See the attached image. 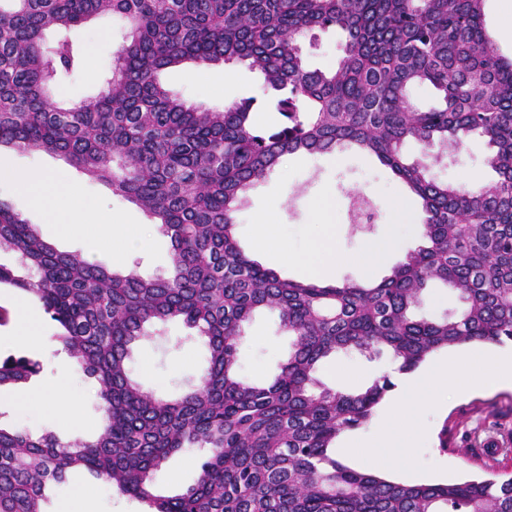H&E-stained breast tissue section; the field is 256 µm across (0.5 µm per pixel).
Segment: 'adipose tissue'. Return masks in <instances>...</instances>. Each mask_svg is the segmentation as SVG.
<instances>
[{
  "label": "adipose tissue",
  "mask_w": 512,
  "mask_h": 512,
  "mask_svg": "<svg viewBox=\"0 0 512 512\" xmlns=\"http://www.w3.org/2000/svg\"><path fill=\"white\" fill-rule=\"evenodd\" d=\"M11 176L17 186L25 191L33 206L44 214H52L58 195L70 198V213L73 226L84 232L99 236L112 250L116 261H124L133 252L147 247V240L126 236V226L120 216L101 215L92 210L81 196L74 193L71 184L56 181L41 171L6 173L0 169V176ZM397 385L387 420L381 431L382 440H396L398 458L409 457L414 448L413 429L421 404L429 392L454 388L458 394L466 395L477 389L512 388V356L488 355L478 349L469 353L467 359H449L436 364L421 373L392 372ZM59 384L42 388L26 389L16 395V402L25 406H38L48 400H55L62 422L70 429L83 426L84 420L79 409L60 398ZM398 458L378 455L374 465L384 472L398 470Z\"/></svg>",
  "instance_id": "ef3b65f1"
}]
</instances>
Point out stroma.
<instances>
[{
  "label": "stroma",
  "instance_id": "obj_1",
  "mask_svg": "<svg viewBox=\"0 0 512 512\" xmlns=\"http://www.w3.org/2000/svg\"><path fill=\"white\" fill-rule=\"evenodd\" d=\"M123 25L110 15H101L71 31L70 37L80 48L83 62L79 70L66 77L55 88L57 98L85 101L102 88L112 72L114 55L122 43ZM343 35L336 29L316 30L299 37L298 43L309 67L332 68L341 54ZM164 86L187 103L208 108H222L223 83H231L235 98L259 96L262 76L243 64L227 67L187 63L162 76ZM487 146L482 138H470L458 150L437 152L422 148L413 141L406 142L403 154L407 160L430 164L441 180L464 183L467 176L477 173L491 180L493 173L484 165ZM14 168L57 171L73 185L81 196L90 200L94 209L121 214L127 231L136 234L151 225L152 220L134 203L113 195L106 185L90 180L75 168L64 165L52 154L39 150L0 149V164ZM368 195L377 210L374 224L356 226L349 219L350 192ZM399 198L405 203L409 223H396L389 203ZM0 201L15 213L35 225L41 237L57 250L82 252L91 262L113 267L110 251L103 244L75 232L65 234L70 215L56 209L46 216L33 209L14 186L0 181ZM331 202L328 222L316 219L315 212L324 202ZM266 218L264 229H257L259 218ZM424 212L420 201L410 195L392 172L365 151L344 147L324 154H289L282 157L278 167L266 179L251 187L236 213V235L240 246L250 258L274 269L282 277L307 280L310 267L304 258L313 254L315 244L325 237L328 224L336 226V254L340 259L333 281L362 280L389 274L391 267L422 241ZM264 232L267 252L255 250L257 232ZM386 248L383 263L365 268L360 258L369 244ZM172 247L167 236L154 232L149 248L135 251L126 261L127 268L149 278L166 272L171 265ZM43 342L22 347L10 337V326L0 327V358L25 356L39 361L42 371L32 377L30 386L51 383L66 363L67 357L56 339L59 328L49 315H42ZM186 328L178 322L164 327L163 338L149 336L133 349L129 360L132 377L155 395L174 397L196 384L207 366V349L200 340H187ZM292 338L282 330L276 313H256L244 326V339L239 347L238 364L241 376L251 382L266 383L280 371L288 358ZM394 361L389 353L367 359L356 353H341L325 360L317 371L327 386L350 391L369 384L389 373ZM99 382L82 369H75L65 398L75 404L88 423L97 422L101 415L98 397ZM13 391L0 393V422L41 435L53 432L69 440L65 429L52 409L19 410L13 402ZM415 441L417 448L409 463L411 472L398 474L405 483L430 482L433 469H441L443 481L465 480L474 477L491 478L512 472V390L478 391L462 396L455 390L441 393L436 404L426 406L420 417ZM496 449L495 461L483 467L486 449ZM203 452L193 448L177 453L157 475L158 484L175 489L193 482ZM83 491L91 500L93 512H147L137 499L121 494L112 485L93 478L84 471L75 472L67 483L53 486L45 512H64L73 503L76 491Z\"/></svg>",
  "mask_w": 512,
  "mask_h": 512
}]
</instances>
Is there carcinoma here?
Wrapping results in <instances>:
<instances>
[{
	"mask_svg": "<svg viewBox=\"0 0 512 512\" xmlns=\"http://www.w3.org/2000/svg\"><path fill=\"white\" fill-rule=\"evenodd\" d=\"M485 0H0V148L55 154L139 205L170 238L172 269L143 278L60 252L0 202V287L31 294L62 328L58 342L98 379L105 425L91 440L38 438L0 426V512H42L46 489L83 469L150 512H512V477L403 483L336 457L343 432L370 418L389 375L348 392L324 387L333 353L383 350L412 372L431 353L512 341V59L486 34ZM100 14L127 27L112 75L92 99L51 95L77 62L68 31ZM345 36L336 68L305 67L298 36ZM59 35L52 41L49 31ZM186 61L261 72L257 99L222 110L186 103L159 74ZM417 86L437 104L423 109ZM477 134L497 180L455 185L402 146L459 147ZM355 146L418 197L422 243L379 281L283 279L239 246L246 191L285 154ZM431 280L456 313L416 314ZM278 314L292 350L268 385L238 373L243 327ZM180 320L206 341L208 366L176 399L146 392L127 362L147 327ZM40 372L0 362V389ZM207 449L194 483L163 494L155 474L174 454Z\"/></svg>",
	"mask_w": 512,
	"mask_h": 512,
	"instance_id": "cac0c4a2",
	"label": "carcinoma"
}]
</instances>
